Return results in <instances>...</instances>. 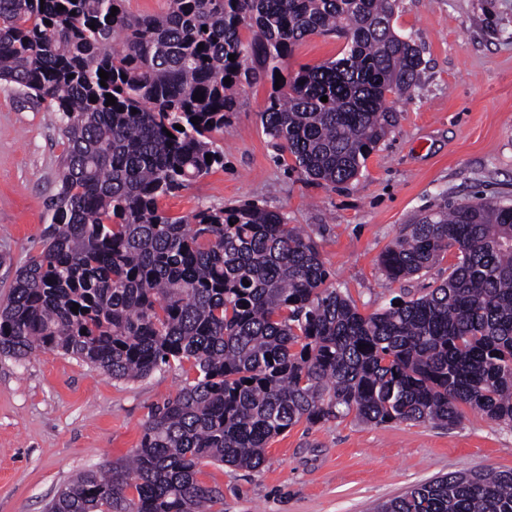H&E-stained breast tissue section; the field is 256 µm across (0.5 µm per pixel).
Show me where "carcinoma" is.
Segmentation results:
<instances>
[{
	"label": "carcinoma",
	"instance_id": "cac0c4a2",
	"mask_svg": "<svg viewBox=\"0 0 512 512\" xmlns=\"http://www.w3.org/2000/svg\"><path fill=\"white\" fill-rule=\"evenodd\" d=\"M124 2L0 0V82L55 112L64 141L42 249L0 301V355L61 350L120 380L188 362L196 376L155 407L131 459L80 474L47 512H216L202 461L257 470L303 420L452 426L469 407L512 425V206L421 214L381 268L400 280L453 248L448 280L369 315L283 213L159 207L224 166L213 134L277 72L260 113L272 147L319 184L355 179L397 121L388 96L420 80L398 0H169L142 18ZM312 34L344 40L342 57L288 72ZM374 512H512V470L443 475Z\"/></svg>",
	"mask_w": 512,
	"mask_h": 512
}]
</instances>
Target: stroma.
Returning <instances> with one entry per match:
<instances>
[{
  "instance_id": "stroma-1",
  "label": "stroma",
  "mask_w": 512,
  "mask_h": 512,
  "mask_svg": "<svg viewBox=\"0 0 512 512\" xmlns=\"http://www.w3.org/2000/svg\"><path fill=\"white\" fill-rule=\"evenodd\" d=\"M393 26L423 59L419 84L392 97L398 122L358 177L338 188L308 180L271 147L259 114L270 81L241 94L215 147L223 166L159 206L180 218L201 207L253 202L311 233L330 280L369 314L447 279L456 258L399 281L382 251L414 217L441 202L485 198L512 205V0H399ZM335 36L306 37L289 71L340 58ZM55 115L0 83V299L15 271L41 250L63 151ZM172 365L116 380L59 352L0 355V512H44L76 474L138 448L151 411L193 380ZM512 469V427L464 409L459 422L375 425L355 415L300 422L273 438L250 471L202 466L224 512H371L448 473Z\"/></svg>"
}]
</instances>
